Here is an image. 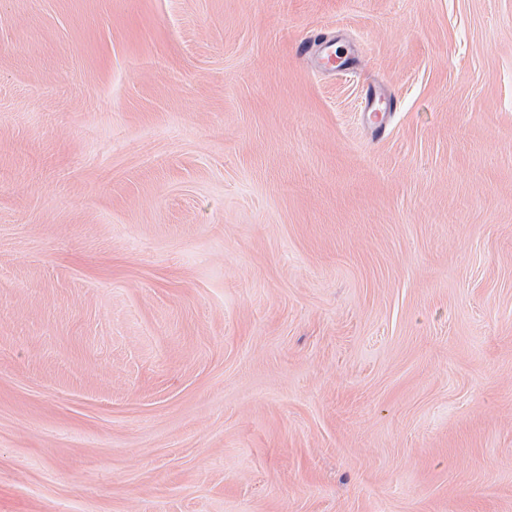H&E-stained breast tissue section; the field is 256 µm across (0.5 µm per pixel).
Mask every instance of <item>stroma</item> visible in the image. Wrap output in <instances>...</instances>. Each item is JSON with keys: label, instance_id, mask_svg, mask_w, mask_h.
<instances>
[{"label": "stroma", "instance_id": "35a3bbf8", "mask_svg": "<svg viewBox=\"0 0 512 512\" xmlns=\"http://www.w3.org/2000/svg\"><path fill=\"white\" fill-rule=\"evenodd\" d=\"M0 512H512V0H0ZM301 51L309 55L316 66L325 71H334L349 66L352 56L346 48L336 46V41L317 38L304 43ZM392 108V102L387 101L382 105V97L375 92H370L365 97L363 111L367 114L372 131L381 136L385 132V115Z\"/></svg>", "mask_w": 512, "mask_h": 512}]
</instances>
